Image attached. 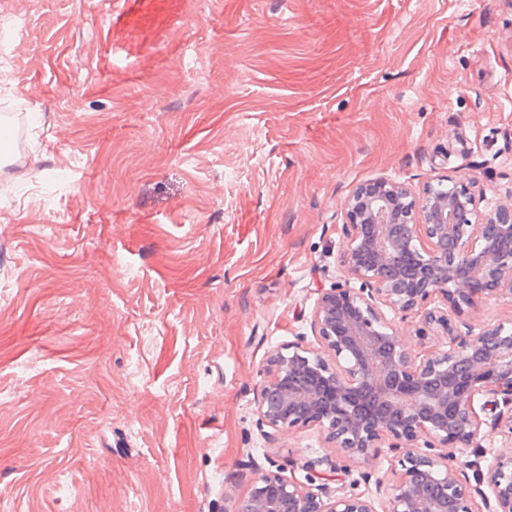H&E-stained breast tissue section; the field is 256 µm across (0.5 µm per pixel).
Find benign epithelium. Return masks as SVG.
<instances>
[{
  "instance_id": "benign-epithelium-1",
  "label": "benign epithelium",
  "mask_w": 512,
  "mask_h": 512,
  "mask_svg": "<svg viewBox=\"0 0 512 512\" xmlns=\"http://www.w3.org/2000/svg\"><path fill=\"white\" fill-rule=\"evenodd\" d=\"M470 183L438 178L416 191L384 176L345 201L346 281L321 291L313 340L299 336L267 358L257 424L321 430L353 461L400 450V480L383 510L364 493H330L259 469L224 512H512V319L454 332L449 313L482 300L512 303V200L481 206ZM414 315V353L397 320ZM502 437L486 449L483 428ZM472 450L474 459L459 462ZM472 469L476 485L459 476ZM398 327L401 333L404 335L408 345L419 352L421 350H436L442 346L444 339L438 336H429V339L420 341L415 336V330L418 327L417 318H408V320H398ZM423 343V344H421Z\"/></svg>"
}]
</instances>
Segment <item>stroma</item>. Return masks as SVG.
<instances>
[{
  "mask_svg": "<svg viewBox=\"0 0 512 512\" xmlns=\"http://www.w3.org/2000/svg\"><path fill=\"white\" fill-rule=\"evenodd\" d=\"M30 22L9 53L12 13ZM0 512H224L255 467L391 486L316 429L268 441V355L343 281L385 176L512 198V0H0Z\"/></svg>",
  "mask_w": 512,
  "mask_h": 512,
  "instance_id": "stroma-1",
  "label": "stroma"
}]
</instances>
